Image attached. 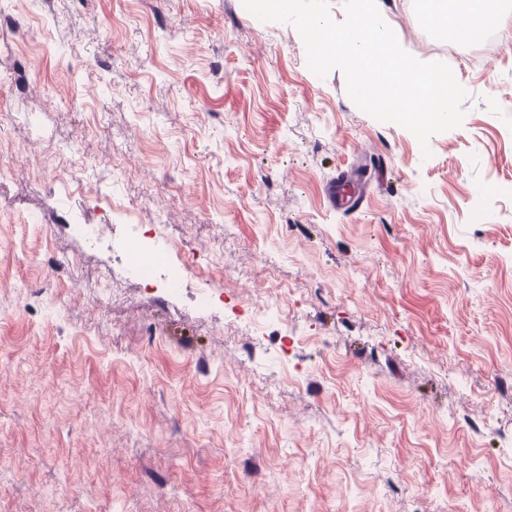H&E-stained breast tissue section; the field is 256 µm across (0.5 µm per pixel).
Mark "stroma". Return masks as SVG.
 Returning <instances> with one entry per match:
<instances>
[{"instance_id": "1", "label": "stroma", "mask_w": 512, "mask_h": 512, "mask_svg": "<svg viewBox=\"0 0 512 512\" xmlns=\"http://www.w3.org/2000/svg\"><path fill=\"white\" fill-rule=\"evenodd\" d=\"M424 2L380 7L468 92L425 149L242 0H12L0 512L512 505V16L460 42ZM358 166L360 209L331 207Z\"/></svg>"}]
</instances>
